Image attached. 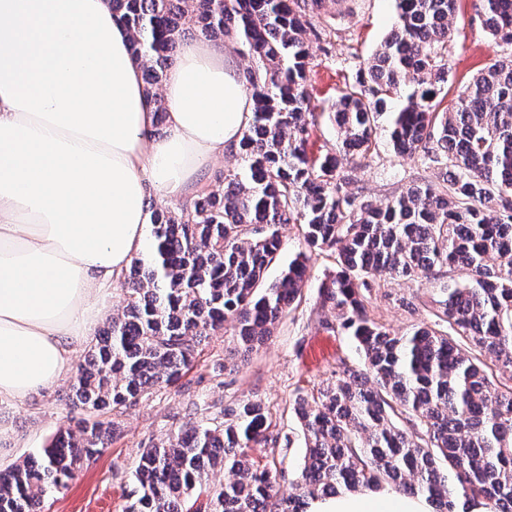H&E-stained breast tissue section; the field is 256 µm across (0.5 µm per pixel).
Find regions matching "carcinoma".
Returning a JSON list of instances; mask_svg holds the SVG:
<instances>
[{
	"mask_svg": "<svg viewBox=\"0 0 512 512\" xmlns=\"http://www.w3.org/2000/svg\"><path fill=\"white\" fill-rule=\"evenodd\" d=\"M130 31L156 120L158 87L188 35L229 37L245 48L243 78L254 119L240 166L214 173L176 211L148 204L151 260L127 274L124 305L90 345L69 385L85 413L38 455L0 471V512H43L83 463L110 447L114 417L176 385L198 347L222 330L245 357L301 297L308 256L273 282L279 227L298 226L306 248L334 258L318 289L321 326L350 337L358 362L336 359L332 377L293 411L303 462L281 493L277 473L249 450L274 441L261 404L224 408L218 425L192 424L145 449L124 512H307L340 489L391 486L423 494L438 512L458 499L512 512V0H474L495 45L511 55L444 104L450 20L458 0H396L398 19L330 111L305 87L310 43L333 56L328 0H110ZM387 144L437 170L377 201L341 166L377 154L388 104ZM337 144L307 153L321 121ZM464 280L442 288L431 325L396 336L367 312L380 275ZM225 480L205 486L209 472Z\"/></svg>",
	"mask_w": 512,
	"mask_h": 512,
	"instance_id": "obj_1",
	"label": "carcinoma"
}]
</instances>
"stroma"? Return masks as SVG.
I'll use <instances>...</instances> for the list:
<instances>
[{
    "instance_id": "obj_1",
    "label": "stroma",
    "mask_w": 512,
    "mask_h": 512,
    "mask_svg": "<svg viewBox=\"0 0 512 512\" xmlns=\"http://www.w3.org/2000/svg\"><path fill=\"white\" fill-rule=\"evenodd\" d=\"M328 10L336 56H316L307 74L311 102L320 108L331 105L350 75L341 57L369 58L396 18L395 0H336ZM495 52L472 0H459L448 43L449 95H456L484 69ZM354 175L365 195L383 200L415 180L433 179L434 172L417 158L400 157L383 148ZM333 267L332 258L312 255L300 304L282 316L271 338L247 360H239L234 336L221 332L210 336L181 383L143 398L120 416V436L48 499L45 512H123L143 448L180 427L217 417L224 408L247 398L261 401L278 436L277 444L251 449V456L263 466L295 470L304 455V440L292 412L295 398L316 391L330 379L337 357L359 358L348 336L325 333L315 323L318 287ZM442 286L439 280L379 278L369 313L391 331L406 333L413 326L433 322L432 303L440 299ZM67 391V381L61 380L38 396L0 406V469L35 454L66 424Z\"/></svg>"
}]
</instances>
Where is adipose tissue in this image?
I'll return each instance as SVG.
<instances>
[{
    "label": "adipose tissue",
    "mask_w": 512,
    "mask_h": 512,
    "mask_svg": "<svg viewBox=\"0 0 512 512\" xmlns=\"http://www.w3.org/2000/svg\"><path fill=\"white\" fill-rule=\"evenodd\" d=\"M165 135L109 0H0V404L68 376L144 250L148 196L191 194L236 147L253 100L231 43L188 40L163 86ZM308 512H435L391 487Z\"/></svg>",
    "instance_id": "1"
}]
</instances>
